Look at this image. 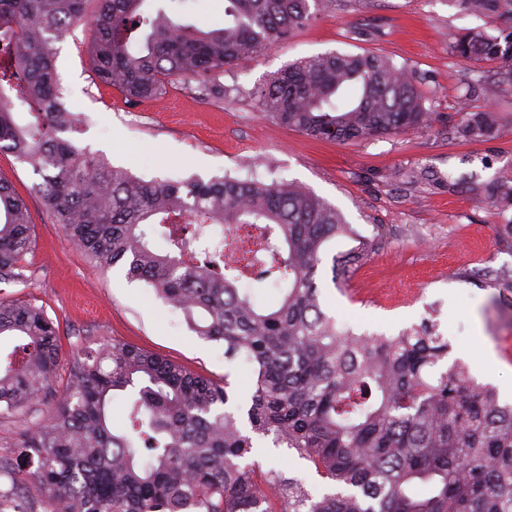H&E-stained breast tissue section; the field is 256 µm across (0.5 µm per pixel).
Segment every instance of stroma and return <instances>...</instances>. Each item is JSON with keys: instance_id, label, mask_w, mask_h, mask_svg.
Masks as SVG:
<instances>
[{"instance_id": "35a3bbf8", "label": "stroma", "mask_w": 512, "mask_h": 512, "mask_svg": "<svg viewBox=\"0 0 512 512\" xmlns=\"http://www.w3.org/2000/svg\"><path fill=\"white\" fill-rule=\"evenodd\" d=\"M180 23L208 30L224 24V0H181ZM377 25L363 41L353 27ZM482 18L446 0H352L348 8L312 19L263 55L225 68L223 100L203 96L196 81L174 78L156 98L128 103L99 84L87 53L89 23L57 43L56 65L68 106L83 121L70 138L116 167L146 179L208 180L230 175L286 180L332 204L360 233L380 235L379 249L346 280L333 281L330 245L318 280L325 311L358 334L395 336L427 320L447 336L452 357L479 382L512 400V208L487 202L496 184L512 185V87L496 66L455 59L442 31L483 26ZM374 52L407 64L420 76L427 108L442 120L429 134L384 136L362 143L317 141L274 124L257 110L250 91L289 62L328 51ZM483 74L477 102L501 112L495 137L456 138L458 100ZM421 169L415 184H393L398 168ZM0 180L25 199L36 246L26 256L27 283H0V299L27 300L60 326L64 357L122 341L180 363L244 393V368L227 361L221 344L191 332L179 311L152 288L128 282L69 244L32 191V171L0 152ZM262 468L299 480L313 495L326 486L295 450L256 441Z\"/></svg>"}]
</instances>
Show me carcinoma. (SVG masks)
I'll return each instance as SVG.
<instances>
[{
	"instance_id": "cac0c4a2",
	"label": "carcinoma",
	"mask_w": 512,
	"mask_h": 512,
	"mask_svg": "<svg viewBox=\"0 0 512 512\" xmlns=\"http://www.w3.org/2000/svg\"><path fill=\"white\" fill-rule=\"evenodd\" d=\"M89 0H0V151L30 168L46 212L70 243L104 268L143 281L201 339L245 363L249 399L229 381L194 373L121 342L68 361L43 307L0 301V419L43 403L45 422L17 433L10 468L44 494V512H512V404L450 357L435 322L397 336L343 329L322 308L326 246L344 280L377 248L339 211L285 180L231 176L144 180L66 137L70 111L55 43ZM88 46L97 81L129 102L169 78L224 98V68L253 59L344 0H225L224 27L198 30L149 10L147 0H96ZM486 26L449 35L455 58L497 65L512 85V0H448ZM416 70L365 52H326L285 65L249 93L276 124L316 140L358 143L432 130ZM456 136L484 142L501 123L460 99ZM512 207V185L488 196ZM246 230L239 256L222 233ZM168 243L162 254L156 235ZM33 242L28 206L0 181V281L24 282ZM249 278L280 290L272 305L238 288ZM125 395V422L112 418ZM295 450L334 491L313 498L253 459L255 437Z\"/></svg>"
}]
</instances>
